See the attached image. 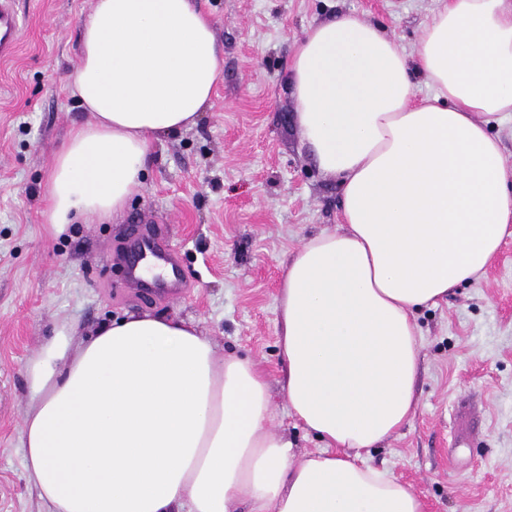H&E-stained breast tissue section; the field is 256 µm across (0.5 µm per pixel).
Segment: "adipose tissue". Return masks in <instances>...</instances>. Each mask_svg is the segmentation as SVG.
<instances>
[{
  "label": "adipose tissue",
  "mask_w": 512,
  "mask_h": 512,
  "mask_svg": "<svg viewBox=\"0 0 512 512\" xmlns=\"http://www.w3.org/2000/svg\"><path fill=\"white\" fill-rule=\"evenodd\" d=\"M439 2L411 55L353 15L293 46L301 140L339 183L342 227L288 258L277 346L288 410L322 450L293 457L265 375L194 321L126 314L80 341L65 324L29 364L21 428L48 512H425L362 457L417 407V312L479 282L512 237V171L488 128L512 112V0ZM223 65L194 0H96L72 76L95 121L55 155L50 231L121 213Z\"/></svg>",
  "instance_id": "obj_1"
}]
</instances>
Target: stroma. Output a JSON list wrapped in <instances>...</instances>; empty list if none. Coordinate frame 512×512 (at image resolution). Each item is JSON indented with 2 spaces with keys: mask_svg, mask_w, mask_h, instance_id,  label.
<instances>
[{
  "mask_svg": "<svg viewBox=\"0 0 512 512\" xmlns=\"http://www.w3.org/2000/svg\"><path fill=\"white\" fill-rule=\"evenodd\" d=\"M224 46V70L195 126L163 138L144 188L116 219L44 224L54 154L92 122L71 93L94 0H15V56L0 59V512H45L22 467L26 368L65 323L90 331L150 311L194 320L224 354L265 374L295 457L322 443L287 414L276 305L284 260L340 229L339 187L301 142L285 82L310 25L355 15L414 52L438 0H195ZM152 214L157 227L138 223ZM157 230L181 258L173 299L130 290L118 252ZM417 408L368 462L410 483L426 512H512V238L479 283L416 315Z\"/></svg>",
  "mask_w": 512,
  "mask_h": 512,
  "instance_id": "stroma-1",
  "label": "stroma"
}]
</instances>
